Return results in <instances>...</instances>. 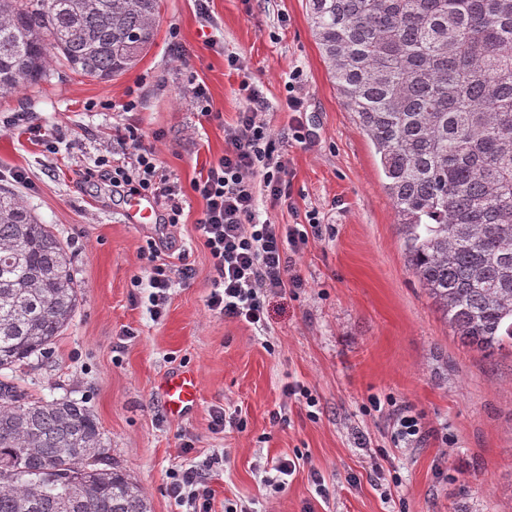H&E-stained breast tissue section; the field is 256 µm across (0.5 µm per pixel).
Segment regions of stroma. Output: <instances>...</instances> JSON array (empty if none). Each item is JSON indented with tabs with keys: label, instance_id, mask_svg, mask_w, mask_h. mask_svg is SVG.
<instances>
[{
	"label": "stroma",
	"instance_id": "stroma-1",
	"mask_svg": "<svg viewBox=\"0 0 512 512\" xmlns=\"http://www.w3.org/2000/svg\"><path fill=\"white\" fill-rule=\"evenodd\" d=\"M160 0L154 44L125 74L104 83L72 73L0 100V118L22 114L58 131L56 153L0 127V185L14 189L66 245L79 287L72 324L50 352L17 366L35 397L68 396L94 411L111 446L108 463L140 483L151 512H173V472L224 458L209 471L213 512H512V352L464 346L408 267L374 149L344 106L313 36L308 0ZM189 62L181 64L178 51ZM237 57L230 68L228 57ZM299 74L310 136L293 137L286 85ZM251 79L265 119L290 159L294 209L260 201V221L320 233L292 258L302 288L268 297L257 329L208 310L214 270L195 231L203 202L187 194L178 226L127 223L130 195L86 179L116 142L137 128L166 173L189 186L224 153V127L246 102ZM205 85L212 114L196 112ZM138 108H117L128 90ZM156 240L164 259L193 275L174 286L161 318L147 310ZM193 371L198 403L165 411L161 377ZM308 389L316 406L286 393ZM411 405L426 427L447 431L411 448L393 442L391 406L364 413L370 397ZM224 408L241 426L210 427ZM297 459L275 490L274 465Z\"/></svg>",
	"mask_w": 512,
	"mask_h": 512
}]
</instances>
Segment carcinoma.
Returning a JSON list of instances; mask_svg holds the SVG:
<instances>
[{
  "instance_id": "obj_1",
  "label": "carcinoma",
  "mask_w": 512,
  "mask_h": 512,
  "mask_svg": "<svg viewBox=\"0 0 512 512\" xmlns=\"http://www.w3.org/2000/svg\"><path fill=\"white\" fill-rule=\"evenodd\" d=\"M160 0H0V99L57 65L101 82L154 41ZM346 108L379 156L409 268L461 342L512 349V0H309ZM71 256L0 186V370L78 308ZM85 402L0 376V512H150ZM77 486L73 500L65 489Z\"/></svg>"
}]
</instances>
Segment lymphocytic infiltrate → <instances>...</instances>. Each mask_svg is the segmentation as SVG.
<instances>
[{
    "label": "lymphocytic infiltrate",
    "instance_id": "lymphocytic-infiltrate-1",
    "mask_svg": "<svg viewBox=\"0 0 512 512\" xmlns=\"http://www.w3.org/2000/svg\"><path fill=\"white\" fill-rule=\"evenodd\" d=\"M240 92L247 108L236 124L225 127L223 156L192 180L190 191L203 201L195 230L215 272L208 309L261 328L266 323L267 297L300 287V279L289 273L291 255L307 244L310 230L318 229L320 221L310 213L306 227L293 224L285 230L257 221L259 198L291 205L290 161L276 151L263 117L267 103L262 91L245 80ZM120 141L126 149L125 160L101 158L97 169H86V176L97 175L113 187L152 196L164 207L167 226L179 223L186 190L164 172L155 150L142 145L137 131H127ZM148 250L154 260L148 280L149 313L158 318L175 281L191 279L192 270L161 261L156 241H149ZM212 467L208 461L173 473L170 492L177 512H211V491L204 473Z\"/></svg>",
    "mask_w": 512,
    "mask_h": 512
}]
</instances>
